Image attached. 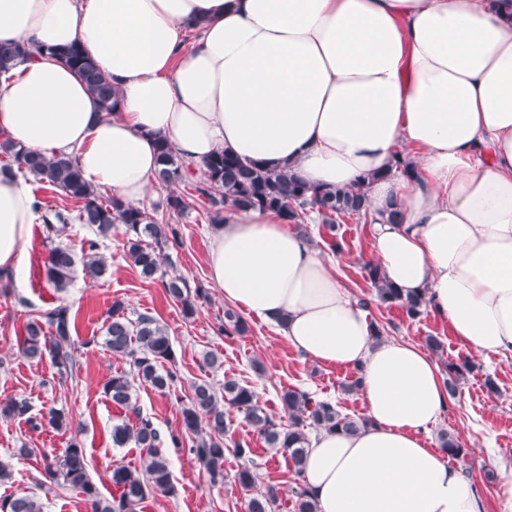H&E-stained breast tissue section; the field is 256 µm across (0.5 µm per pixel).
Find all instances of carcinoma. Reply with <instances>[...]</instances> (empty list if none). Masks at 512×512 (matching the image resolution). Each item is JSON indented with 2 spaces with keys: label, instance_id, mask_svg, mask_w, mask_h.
Instances as JSON below:
<instances>
[{
  "label": "carcinoma",
  "instance_id": "carcinoma-1",
  "mask_svg": "<svg viewBox=\"0 0 512 512\" xmlns=\"http://www.w3.org/2000/svg\"><path fill=\"white\" fill-rule=\"evenodd\" d=\"M24 53L23 47L0 45V76L8 75ZM57 55L82 77L98 100L101 111L114 112L112 84L80 47L71 45L57 51ZM0 154L8 158V162L0 166L1 174L30 177L59 189L65 197L80 203L77 220L92 233L83 239L78 252L63 244L49 250L44 265L49 284L58 290L67 288L79 261L91 276L105 275L107 264L97 253L99 239L107 237L113 225L121 224L124 226V253L139 269L140 275L145 279L161 278L166 294L180 304L183 316H195L198 301L205 298L204 290L193 288L187 279L169 276L162 270V250L169 245L181 244L176 228L159 222L144 208L127 205L113 196H99L68 158L18 149L6 138L0 141ZM159 161L156 182L168 190L167 210L179 215L186 202L174 186L194 176L192 166L165 142L159 147ZM193 189L207 198L206 215L211 224L224 223V212L230 208L274 210L295 223L315 209L323 216L327 229L333 232L336 220L368 213L366 191L361 184L346 190L318 189L286 171L271 169L259 160L244 161L225 150L214 153L203 162L201 180L193 183ZM364 270L380 303L400 308L412 320L429 307L425 293L405 295L381 275L378 267L368 263ZM124 308V302L113 301L104 326L103 344L113 355L129 359L130 371L113 374L104 384L103 393L113 405L125 411V418L112 426V443L120 448L129 444L138 448L141 469L115 465L110 476L115 492L110 499L102 497L89 474L85 448L74 435L61 454L44 458L43 480L38 482L40 488L49 484L75 491L90 505V512H137L149 496L174 492L168 449L178 451L183 448L186 434L195 436V445L190 452L196 460L213 481H222L225 437L230 430L228 407L242 412L246 423L266 445L288 458L298 480L302 479L309 447L307 429L354 433L366 425V418L344 414L332 402L317 400L297 389H285L279 395L281 409L288 416L285 424L260 404L254 387L226 377L220 393L209 381L193 383L191 394L181 408L180 432L171 433L164 439L153 420L138 406L135 382L147 384L159 392L171 391L177 379L176 372L171 369L176 362V351L166 329L154 317L141 314L132 320L125 315ZM74 327V317L68 305L60 303L43 310L26 323L24 334L18 341L19 351L29 359L41 360L47 355L59 369H67L74 361L71 344ZM249 331L250 326L243 317L230 309L224 310L220 332L230 337L245 336ZM446 368L448 377L444 379V385L453 396L461 377L474 371L476 365L466 359L460 364L451 362ZM30 410L31 406L24 398L0 400V419L20 418L32 424L35 418L29 416ZM439 440L448 456L457 458L467 454V449L453 434L443 431ZM233 479L246 491L256 484L255 471L247 465L239 468ZM244 509L245 512H315V504L302 484L291 499L283 497L278 487L269 486L249 497ZM0 512L44 510L39 497L32 492L0 496Z\"/></svg>",
  "mask_w": 512,
  "mask_h": 512
}]
</instances>
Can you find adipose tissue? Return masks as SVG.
<instances>
[{"instance_id":"ef3b65f1","label":"adipose tissue","mask_w":512,"mask_h":512,"mask_svg":"<svg viewBox=\"0 0 512 512\" xmlns=\"http://www.w3.org/2000/svg\"><path fill=\"white\" fill-rule=\"evenodd\" d=\"M74 43L111 82L112 115L55 56ZM17 44L28 54L0 81L16 146L70 158L136 207L163 140L196 166L226 150L322 189L364 185L372 264L426 293L470 352L512 354V0H0V45ZM36 204L0 174V273H18ZM208 282L305 357L359 373L367 426L320 431L307 450L316 512H486L429 445L449 403L436 362L375 340L285 216L226 211Z\"/></svg>"}]
</instances>
